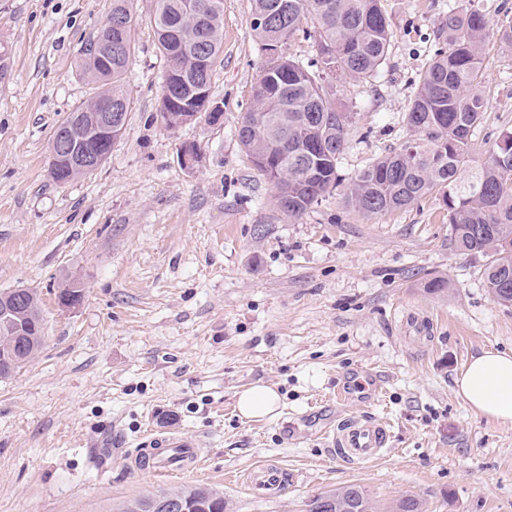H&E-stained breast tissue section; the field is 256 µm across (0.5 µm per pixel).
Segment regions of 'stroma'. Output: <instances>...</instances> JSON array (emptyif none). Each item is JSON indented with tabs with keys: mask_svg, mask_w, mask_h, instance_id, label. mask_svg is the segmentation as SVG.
Wrapping results in <instances>:
<instances>
[{
	"mask_svg": "<svg viewBox=\"0 0 512 512\" xmlns=\"http://www.w3.org/2000/svg\"><path fill=\"white\" fill-rule=\"evenodd\" d=\"M449 0H383L392 27L375 80L329 77L354 115L337 162L341 187L298 218L242 149L263 53L252 0H224L223 50L212 72L224 123L169 130L159 115L160 55L134 0L136 48L125 76L123 135L95 171L65 184L49 173L58 124L93 93L79 64L112 0H0V290L42 301L45 341L0 379V512H115L116 505L196 485L222 491L227 512H305L321 491L355 485L390 512L413 496L425 512H512V422L474 413L454 379L484 349L512 352V306L497 303L481 257L455 251L441 195L381 215L348 204L346 184L410 138L405 117L448 18ZM489 102L469 146L482 162L512 130V53L482 47ZM194 144L197 161L180 160ZM84 298L66 309V278ZM447 280L444 294L425 285ZM376 375L378 400L331 397ZM280 405L257 420L236 410L253 384ZM389 423L391 449L358 468L329 456L337 416ZM201 440L198 473L135 474L147 434ZM295 476L273 500L243 476L260 461Z\"/></svg>",
	"mask_w": 512,
	"mask_h": 512,
	"instance_id": "35a3bbf8",
	"label": "stroma"
}]
</instances>
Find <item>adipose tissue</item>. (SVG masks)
<instances>
[{
	"label": "adipose tissue",
	"mask_w": 512,
	"mask_h": 512,
	"mask_svg": "<svg viewBox=\"0 0 512 512\" xmlns=\"http://www.w3.org/2000/svg\"><path fill=\"white\" fill-rule=\"evenodd\" d=\"M455 388L476 414L512 421V354L484 350L473 355Z\"/></svg>",
	"instance_id": "adipose-tissue-1"
}]
</instances>
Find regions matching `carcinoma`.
Returning a JSON list of instances; mask_svg holds the SVG:
<instances>
[{
  "label": "carcinoma",
  "mask_w": 512,
  "mask_h": 512,
  "mask_svg": "<svg viewBox=\"0 0 512 512\" xmlns=\"http://www.w3.org/2000/svg\"><path fill=\"white\" fill-rule=\"evenodd\" d=\"M217 0H154L149 23L165 59L159 113L165 127L176 129L205 106L215 105L211 71L223 46L224 21ZM138 18L132 0H112L103 29L112 36V54L83 51L82 72L99 92L78 105L73 118L93 112L107 100L112 111L127 114L125 73L135 50ZM251 29L266 59L253 87L252 107L237 128L239 143L254 167L275 188V200L288 195L280 210L298 218L339 186L337 161L348 144L353 113L336 102L337 90L325 83L330 74L357 80L377 77L392 32L382 0H253ZM316 37L317 58L303 61L282 52L298 31ZM492 26L479 9L448 5V49L435 53L423 72L407 112L415 138L376 158L349 184L348 202L367 215L407 206L438 192L448 208L455 249L485 258L484 278L496 301L512 305V267L499 264L493 244L512 240V132L496 143L489 157L472 165L469 145L487 112L480 89L481 48ZM80 282L68 280L57 299L78 305ZM11 308L0 319L3 349L16 355L14 370L28 363L44 342L38 294L28 288L0 291ZM173 500L178 512H224V495L210 488L185 486L176 491L134 498L119 512H165ZM365 492L347 485L326 490L308 501V512H374Z\"/></svg>",
  "instance_id": "cac0c4a2"
}]
</instances>
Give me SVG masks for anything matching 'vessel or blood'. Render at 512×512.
Returning a JSON list of instances; mask_svg holds the SVG:
<instances>
[{
	"label": "vessel or blood",
	"mask_w": 512,
	"mask_h": 512,
	"mask_svg": "<svg viewBox=\"0 0 512 512\" xmlns=\"http://www.w3.org/2000/svg\"><path fill=\"white\" fill-rule=\"evenodd\" d=\"M324 436L333 457L351 468L382 455L391 441L387 423L356 416L343 420L336 428L326 430ZM202 462L201 441L148 435L130 455L128 466L134 472L162 476L187 470ZM287 482V468L274 462L257 465L246 474L249 490L262 498L280 495Z\"/></svg>",
	"instance_id": "vessel-or-blood-1"
}]
</instances>
